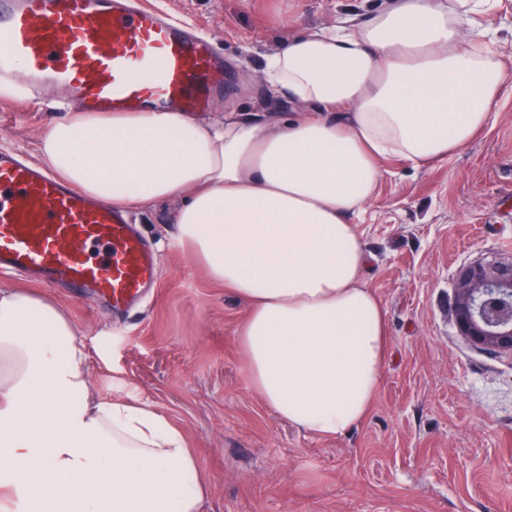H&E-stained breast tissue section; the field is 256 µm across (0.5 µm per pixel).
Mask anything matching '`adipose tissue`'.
Wrapping results in <instances>:
<instances>
[{"label":"adipose tissue","instance_id":"ef3b65f1","mask_svg":"<svg viewBox=\"0 0 512 512\" xmlns=\"http://www.w3.org/2000/svg\"><path fill=\"white\" fill-rule=\"evenodd\" d=\"M497 0H388L288 39L262 63L282 122L81 109L39 140L63 182L117 207L175 197L177 245L247 304L248 385L301 431L368 415L386 359L381 300L355 221L383 158L424 169L494 120L506 64L478 25ZM78 332L52 300L0 289V512H201L184 433L135 393L95 397Z\"/></svg>","mask_w":512,"mask_h":512}]
</instances>
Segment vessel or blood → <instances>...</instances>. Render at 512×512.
<instances>
[{
    "label": "vessel or blood",
    "instance_id": "b4317fda",
    "mask_svg": "<svg viewBox=\"0 0 512 512\" xmlns=\"http://www.w3.org/2000/svg\"><path fill=\"white\" fill-rule=\"evenodd\" d=\"M71 89L106 114L204 111L226 84L210 40L138 0H0V83ZM157 257L124 210L0 151V271L93 293L119 308L149 287Z\"/></svg>",
    "mask_w": 512,
    "mask_h": 512
}]
</instances>
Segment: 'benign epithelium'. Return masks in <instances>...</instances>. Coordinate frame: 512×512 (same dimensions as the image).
<instances>
[{"instance_id": "1", "label": "benign epithelium", "mask_w": 512, "mask_h": 512, "mask_svg": "<svg viewBox=\"0 0 512 512\" xmlns=\"http://www.w3.org/2000/svg\"><path fill=\"white\" fill-rule=\"evenodd\" d=\"M512 296V260H477L461 266L454 284V316L460 335L472 346L512 354V319L485 303Z\"/></svg>"}]
</instances>
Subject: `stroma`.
Returning <instances> with one entry per match:
<instances>
[{
    "label": "stroma",
    "mask_w": 512,
    "mask_h": 512,
    "mask_svg": "<svg viewBox=\"0 0 512 512\" xmlns=\"http://www.w3.org/2000/svg\"><path fill=\"white\" fill-rule=\"evenodd\" d=\"M142 2L215 38L233 87L213 98L210 116L282 120L294 106L268 93L264 55L384 0ZM74 101L59 86L35 102L0 96V149L38 160L39 137ZM381 165L357 222L388 355L368 417L347 434L299 431L248 387L235 338L246 303L169 248L180 199L131 211L159 251L146 301L117 314L92 296L45 289L90 355L93 391H137L185 432L208 482L202 512H512V356L471 346L453 313L460 266L512 258V72L494 124L447 161Z\"/></svg>",
    "instance_id": "stroma-1"
}]
</instances>
